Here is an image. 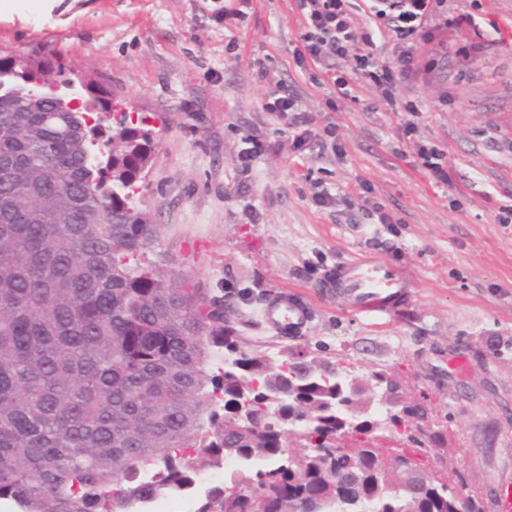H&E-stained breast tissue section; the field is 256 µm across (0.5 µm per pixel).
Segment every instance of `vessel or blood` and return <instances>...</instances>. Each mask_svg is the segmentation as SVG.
Listing matches in <instances>:
<instances>
[{
    "label": "vessel or blood",
    "instance_id": "b4317fda",
    "mask_svg": "<svg viewBox=\"0 0 512 512\" xmlns=\"http://www.w3.org/2000/svg\"><path fill=\"white\" fill-rule=\"evenodd\" d=\"M329 279L337 301L358 312L400 310L412 284L403 271L376 259L341 262ZM263 318L279 333L294 335L310 322L312 310L306 303L283 295L266 304Z\"/></svg>",
    "mask_w": 512,
    "mask_h": 512
}]
</instances>
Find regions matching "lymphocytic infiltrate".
<instances>
[{
    "mask_svg": "<svg viewBox=\"0 0 512 512\" xmlns=\"http://www.w3.org/2000/svg\"><path fill=\"white\" fill-rule=\"evenodd\" d=\"M295 2L304 19L300 44L294 50L298 66L320 67L324 81L340 88L346 79L339 64L353 62L355 72L379 91L387 108L416 113L415 104L401 101L399 89L405 82L428 78L442 60L445 45L437 41L427 22L429 17L443 16L445 0H367L370 14L381 22L386 39L393 43L394 56L389 62L375 56L374 35L360 27L350 0ZM262 109L292 129L293 151H300L312 138L313 118L288 86L277 85Z\"/></svg>",
    "mask_w": 512,
    "mask_h": 512,
    "instance_id": "f902f5d3",
    "label": "lymphocytic infiltrate"
}]
</instances>
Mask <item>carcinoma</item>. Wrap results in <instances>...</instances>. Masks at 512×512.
Wrapping results in <instances>:
<instances>
[{"label": "carcinoma", "mask_w": 512, "mask_h": 512, "mask_svg": "<svg viewBox=\"0 0 512 512\" xmlns=\"http://www.w3.org/2000/svg\"><path fill=\"white\" fill-rule=\"evenodd\" d=\"M30 65L45 82L38 111H22L25 89L0 92V500L17 512H133L232 455L276 466L242 467L198 512H294L307 499L319 512H454L435 478L415 498L378 474L387 462L371 439L385 427L401 442L393 459L426 453L397 431L414 407L393 403L380 421L369 385L349 386L345 372L291 384L239 345L224 289L188 288L136 261L158 237L134 200L152 131L126 112L103 124L112 88L102 83L87 82L93 111H56L53 88L74 70L51 54ZM247 378L279 392L256 410L258 431L234 425ZM338 436L357 443L358 467ZM287 439L304 448L288 470ZM352 483L362 497L346 495ZM238 484L256 496L224 498Z\"/></svg>", "instance_id": "cac0c4a2"}]
</instances>
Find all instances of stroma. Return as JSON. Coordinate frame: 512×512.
Here are the masks:
<instances>
[{"mask_svg": "<svg viewBox=\"0 0 512 512\" xmlns=\"http://www.w3.org/2000/svg\"><path fill=\"white\" fill-rule=\"evenodd\" d=\"M446 4L472 25L439 31L447 60L400 89L419 110L420 138L447 155L442 182L350 63L343 92L297 66L294 0H252L230 21L216 17L224 0H56L49 10L26 0L0 16V57L51 53L110 83L155 135L136 184L137 205L159 226L146 262L234 294L245 348L385 373L405 403L424 409L423 433L438 437L422 469L495 512L499 481L512 479V224L496 221L512 206V0ZM471 43L485 45L483 56H457ZM254 59L266 76L250 68ZM279 82L316 126L337 122L342 156L315 137L302 154L289 151L287 129L261 108ZM254 136L262 152H250ZM317 181L334 204L315 206ZM361 183L368 197L358 196ZM377 203L392 223H378ZM374 258L413 280L398 312L359 313L327 292L337 262ZM284 294L313 311L294 336L262 317L265 300Z\"/></svg>", "mask_w": 512, "mask_h": 512, "instance_id": "1", "label": "stroma"}]
</instances>
